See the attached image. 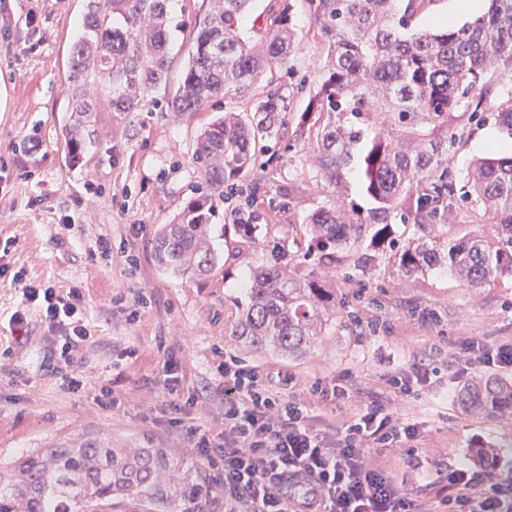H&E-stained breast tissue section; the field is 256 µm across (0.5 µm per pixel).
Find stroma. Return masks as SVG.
Returning a JSON list of instances; mask_svg holds the SVG:
<instances>
[{
    "instance_id": "obj_1",
    "label": "stroma",
    "mask_w": 512,
    "mask_h": 512,
    "mask_svg": "<svg viewBox=\"0 0 512 512\" xmlns=\"http://www.w3.org/2000/svg\"><path fill=\"white\" fill-rule=\"evenodd\" d=\"M210 0H174L171 11L169 81L134 112L101 111L100 137L69 162L60 128L71 110L67 74L73 43L83 32L86 0H0V87L10 97L0 111V463L47 444L97 436L129 447L150 443L170 449L182 480L199 465L191 431L212 436L224 429V359L239 358L272 384L294 378V394L320 424L345 423L354 405L393 397L387 379L409 375L413 364L437 367L417 396L400 405L419 424L418 449H370L395 475L419 469L424 481L413 496L423 512L447 498L448 475L470 464L479 442H512V421L480 419L455 402L459 387L448 366L462 339L512 343V279L471 290L448 270L401 277L390 252H383L371 278L337 281L344 304L326 336L306 358L288 360L251 352L230 334L245 293L243 279L268 256L267 249L237 243L224 232L223 217L212 226V245L224 267L210 278L175 277L159 270L153 237L198 194L192 163L194 142L219 108L180 117L166 107L188 59L190 40L203 26ZM301 39L284 80L291 109L303 111L310 85L322 81L321 38L303 9H296ZM493 89L487 100L469 95L448 120L460 139L448 152V169L463 178L472 159L487 152L485 137L512 148L491 114L512 89L498 74L485 75ZM482 106L486 122L468 121ZM237 184L240 198L255 197L273 223L295 242L285 260L298 264L307 247L301 224L318 206L331 204V186L301 184L291 208L278 185L296 180L302 154L287 141ZM111 244L102 257L99 239ZM26 285L79 292L90 337L70 359L60 358L59 329L29 308V327H9ZM135 321H128V314ZM175 360L181 384L164 386L163 365ZM83 377L84 389L73 388ZM352 388L347 401L313 396L314 382ZM114 389L118 401L103 406L99 387Z\"/></svg>"
}]
</instances>
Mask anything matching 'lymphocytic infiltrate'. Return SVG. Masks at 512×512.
<instances>
[{"label":"lymphocytic infiltrate","instance_id":"lymphocytic-infiltrate-1","mask_svg":"<svg viewBox=\"0 0 512 512\" xmlns=\"http://www.w3.org/2000/svg\"><path fill=\"white\" fill-rule=\"evenodd\" d=\"M81 296L25 287L11 322L28 325L37 305L50 325L62 327L69 353L88 337L79 317ZM463 362L512 371V344L467 339L455 355ZM417 423L399 417L379 399L360 404L335 434L319 432L305 405L266 384L235 357L224 361V432L197 435L198 455L221 470L224 512H419L404 482L365 456L369 448H413ZM461 512H512V487L493 483L468 466L448 476Z\"/></svg>","mask_w":512,"mask_h":512}]
</instances>
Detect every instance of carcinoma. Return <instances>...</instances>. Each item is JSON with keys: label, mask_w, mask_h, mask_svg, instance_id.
<instances>
[{"label": "carcinoma", "mask_w": 512, "mask_h": 512, "mask_svg": "<svg viewBox=\"0 0 512 512\" xmlns=\"http://www.w3.org/2000/svg\"><path fill=\"white\" fill-rule=\"evenodd\" d=\"M309 14L326 50L325 79L297 120L288 97L269 90L250 110L227 109L197 136L192 159L202 192L169 224L158 227L152 255L171 275L206 278L221 266L207 243L224 189L241 180L275 142L312 153L313 177L341 196L353 162L373 207L320 206L306 217L304 257L348 279L368 277L379 250L394 251L405 277L445 265L460 285L478 289L512 278V156L491 150L476 159L456 194L445 162L456 141L448 115L488 72L512 78V0H489L487 12L444 31L420 24L441 0H281L266 17V35L245 38L242 21L254 0H213L196 34L171 112H202L242 98L273 69L288 71L297 50L294 4ZM171 0H87L84 32L73 44L68 83L71 112L61 127L69 158L96 140L91 114L99 103L135 111L168 80ZM103 97H89V84ZM512 136V94L494 110ZM427 134L417 133L422 125ZM411 131L392 138V131ZM485 222L449 237L464 205ZM267 213L251 198L224 214V228L259 244ZM417 235L401 241L396 223ZM272 260L252 267L231 335L252 351L297 359L315 347L340 302L333 282L280 263L289 235L277 229ZM464 410L488 419L512 413V383L481 375L455 393ZM167 448H114L96 438L37 448L0 467V512H219L221 493L198 466L169 481Z\"/></svg>", "instance_id": "1"}]
</instances>
